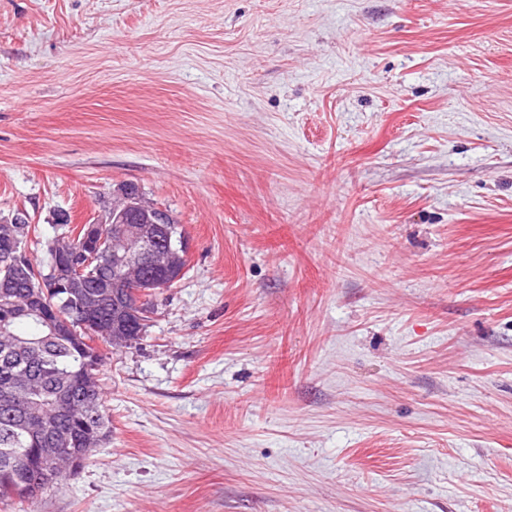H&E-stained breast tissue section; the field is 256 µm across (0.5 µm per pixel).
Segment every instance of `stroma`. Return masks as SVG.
Instances as JSON below:
<instances>
[{"mask_svg":"<svg viewBox=\"0 0 512 512\" xmlns=\"http://www.w3.org/2000/svg\"><path fill=\"white\" fill-rule=\"evenodd\" d=\"M127 182L187 271L0 512H512V0H0V219ZM101 436L97 432L88 434L83 442V448L71 450L67 456V472L77 473L88 460L92 452L98 447Z\"/></svg>","mask_w":512,"mask_h":512,"instance_id":"stroma-1","label":"stroma"}]
</instances>
